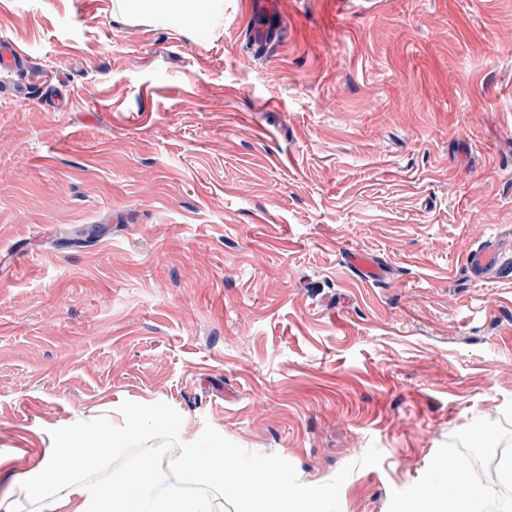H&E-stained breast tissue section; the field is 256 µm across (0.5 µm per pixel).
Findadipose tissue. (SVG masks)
Listing matches in <instances>:
<instances>
[{"instance_id": "obj_1", "label": "adipose tissue", "mask_w": 512, "mask_h": 512, "mask_svg": "<svg viewBox=\"0 0 512 512\" xmlns=\"http://www.w3.org/2000/svg\"><path fill=\"white\" fill-rule=\"evenodd\" d=\"M218 0H116L115 8L123 16L135 18L158 13L184 23L204 20ZM141 419L127 423L122 434L106 435L92 444L77 445L73 434H66L64 447L41 460L23 476L15 479L13 499L0 512H16L22 503L36 512H215L213 500L204 494L186 495L176 489L154 494L150 488L158 480L154 469L138 466L125 477L129 489L118 496L109 484L90 488L86 475L99 462L108 459L124 440L136 437ZM67 457V467H59V457ZM464 468L453 461L442 462L438 477L423 486L418 503L428 512H477V500L467 490Z\"/></svg>"}]
</instances>
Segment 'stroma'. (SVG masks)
Instances as JSON below:
<instances>
[{"label": "stroma", "mask_w": 512, "mask_h": 512, "mask_svg": "<svg viewBox=\"0 0 512 512\" xmlns=\"http://www.w3.org/2000/svg\"><path fill=\"white\" fill-rule=\"evenodd\" d=\"M113 5L0 0V498L130 400L402 512L512 427V0ZM221 0H117L115 8L125 17L158 13L178 22L203 21ZM27 55L15 44L0 40L1 71H27ZM492 265L510 269L512 266L511 254H502L492 241L468 251L466 266L475 277H481L485 270ZM349 264L363 277L368 279H378L383 276L382 267L371 258L360 252H351L349 255Z\"/></svg>", "instance_id": "obj_1"}]
</instances>
